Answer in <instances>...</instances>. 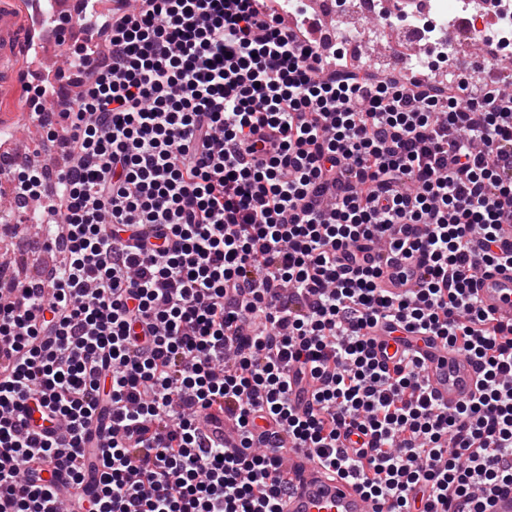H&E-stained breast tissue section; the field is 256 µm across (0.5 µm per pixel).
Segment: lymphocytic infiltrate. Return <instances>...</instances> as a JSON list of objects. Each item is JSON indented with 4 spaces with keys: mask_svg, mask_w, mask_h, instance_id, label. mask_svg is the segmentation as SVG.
I'll use <instances>...</instances> for the list:
<instances>
[{
    "mask_svg": "<svg viewBox=\"0 0 512 512\" xmlns=\"http://www.w3.org/2000/svg\"><path fill=\"white\" fill-rule=\"evenodd\" d=\"M82 24L80 93L28 114H65L70 160L10 179L56 259L0 302V512H61L49 460L70 512H281L289 446L388 512H485L512 486V326L472 284L512 262V92L348 71L268 0H89ZM378 242L422 255L416 297L384 294ZM382 321L473 358L474 397L379 364ZM33 407L61 434L24 431ZM215 415L217 419L211 417ZM199 428L210 439L221 443L226 448H238V436L235 424L224 420V414H216L213 410H202L198 414Z\"/></svg>",
    "mask_w": 512,
    "mask_h": 512,
    "instance_id": "lymphocytic-infiltrate-1",
    "label": "lymphocytic infiltrate"
}]
</instances>
